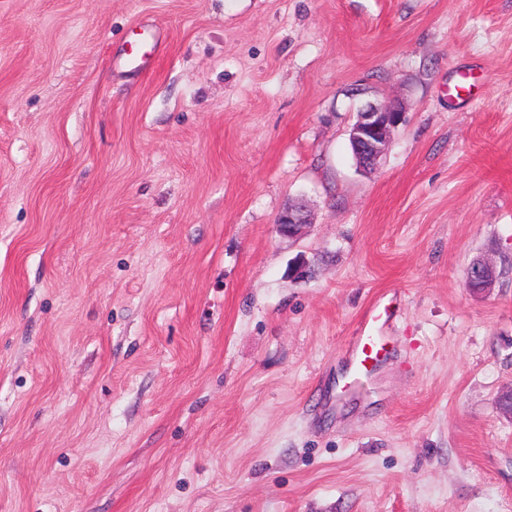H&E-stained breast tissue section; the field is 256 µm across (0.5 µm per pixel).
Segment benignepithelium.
Wrapping results in <instances>:
<instances>
[{
	"mask_svg": "<svg viewBox=\"0 0 512 512\" xmlns=\"http://www.w3.org/2000/svg\"><path fill=\"white\" fill-rule=\"evenodd\" d=\"M402 109L398 106H379L368 103L359 110L356 122L349 131L351 149L360 168H376L391 143L392 131L399 125ZM306 206H292L280 213L276 226L283 236L301 234L307 218Z\"/></svg>",
	"mask_w": 512,
	"mask_h": 512,
	"instance_id": "1",
	"label": "benign epithelium"
}]
</instances>
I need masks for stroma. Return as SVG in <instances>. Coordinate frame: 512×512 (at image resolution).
I'll use <instances>...</instances> for the list:
<instances>
[{
	"instance_id": "obj_1",
	"label": "stroma",
	"mask_w": 512,
	"mask_h": 512,
	"mask_svg": "<svg viewBox=\"0 0 512 512\" xmlns=\"http://www.w3.org/2000/svg\"><path fill=\"white\" fill-rule=\"evenodd\" d=\"M510 384L512 0H0V512H512ZM399 106L368 103L359 110L349 131L351 149L363 170L376 168L391 143L392 131L401 121ZM298 205L301 206H292L283 210L278 216L276 226L282 236L288 237L289 233L304 234V230L308 226L305 214L306 206L302 203ZM383 315L386 322L391 315V307H381L380 301H377L361 319L356 336H352L348 343L349 365L346 378L355 380L361 376H370L389 354L384 336L379 335Z\"/></svg>"
}]
</instances>
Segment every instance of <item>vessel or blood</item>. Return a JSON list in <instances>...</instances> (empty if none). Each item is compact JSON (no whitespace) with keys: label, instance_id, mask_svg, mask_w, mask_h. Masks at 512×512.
<instances>
[{"label":"vessel or blood","instance_id":"obj_1","mask_svg":"<svg viewBox=\"0 0 512 512\" xmlns=\"http://www.w3.org/2000/svg\"><path fill=\"white\" fill-rule=\"evenodd\" d=\"M390 313V306L376 303L361 319L355 336L348 343V378L354 380L361 376H370L387 357L388 350L380 334V321Z\"/></svg>","mask_w":512,"mask_h":512}]
</instances>
